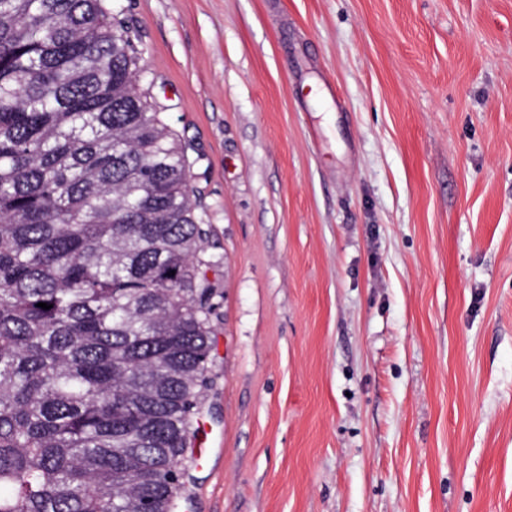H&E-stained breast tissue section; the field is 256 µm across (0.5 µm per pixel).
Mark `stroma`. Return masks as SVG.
Masks as SVG:
<instances>
[{
  "instance_id": "1",
  "label": "stroma",
  "mask_w": 512,
  "mask_h": 512,
  "mask_svg": "<svg viewBox=\"0 0 512 512\" xmlns=\"http://www.w3.org/2000/svg\"><path fill=\"white\" fill-rule=\"evenodd\" d=\"M219 264L178 512H512V0H119Z\"/></svg>"
}]
</instances>
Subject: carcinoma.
<instances>
[{"label":"carcinoma","instance_id":"cac0c4a2","mask_svg":"<svg viewBox=\"0 0 512 512\" xmlns=\"http://www.w3.org/2000/svg\"><path fill=\"white\" fill-rule=\"evenodd\" d=\"M143 74L120 5L0 0V512L176 509L218 261Z\"/></svg>","mask_w":512,"mask_h":512}]
</instances>
